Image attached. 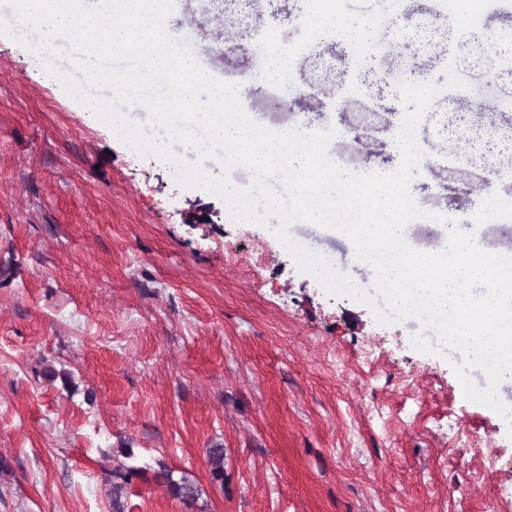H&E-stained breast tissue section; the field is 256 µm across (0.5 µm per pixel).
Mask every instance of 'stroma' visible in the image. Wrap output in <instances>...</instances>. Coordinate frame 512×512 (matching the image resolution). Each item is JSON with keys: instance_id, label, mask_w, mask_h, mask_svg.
<instances>
[{"instance_id": "35a3bbf8", "label": "stroma", "mask_w": 512, "mask_h": 512, "mask_svg": "<svg viewBox=\"0 0 512 512\" xmlns=\"http://www.w3.org/2000/svg\"><path fill=\"white\" fill-rule=\"evenodd\" d=\"M447 0H395L375 31L420 58L441 86L418 124L411 181L419 249L470 230L489 192L512 201V0H479L478 28ZM306 0H173L168 31L189 34L202 68L243 83L269 129H335L342 169L390 173L405 108L395 68L337 26L294 27ZM301 52L283 101L254 78L267 35ZM473 78L480 98L446 88ZM359 94L342 98L337 76ZM197 153H143L113 138L49 73L42 55L0 34V512H111L113 470L143 467L127 512H502L512 432L465 398L442 345L413 317L385 324L332 294L268 225L236 219L223 196L185 183ZM498 171L486 186L487 169ZM445 220H435L438 212ZM304 251L359 290L373 274L333 230L293 223ZM224 447L213 481L207 450ZM204 490L170 496L157 461Z\"/></svg>"}]
</instances>
